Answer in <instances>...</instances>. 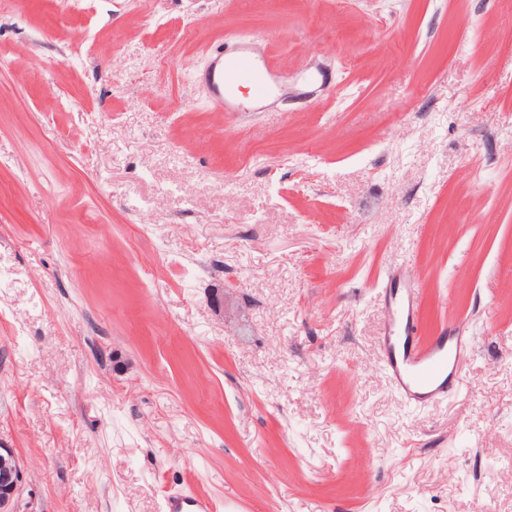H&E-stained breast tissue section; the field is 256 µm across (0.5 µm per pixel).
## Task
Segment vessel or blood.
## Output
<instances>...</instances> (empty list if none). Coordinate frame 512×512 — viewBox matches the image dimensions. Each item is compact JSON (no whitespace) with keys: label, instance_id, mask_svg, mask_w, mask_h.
Returning <instances> with one entry per match:
<instances>
[{"label":"vessel or blood","instance_id":"1","mask_svg":"<svg viewBox=\"0 0 512 512\" xmlns=\"http://www.w3.org/2000/svg\"><path fill=\"white\" fill-rule=\"evenodd\" d=\"M252 83L253 97L270 98L278 81L263 61L253 56L244 43H227L213 49L208 69L197 79L210 91L214 106L227 109L242 78ZM390 321L381 341L383 367L387 378L403 401L425 408L448 395L450 370L461 368L474 349L471 335L441 334L421 338L417 311L422 305L418 289L408 288L388 301ZM167 512H213L209 499L173 496L166 501Z\"/></svg>","mask_w":512,"mask_h":512}]
</instances>
